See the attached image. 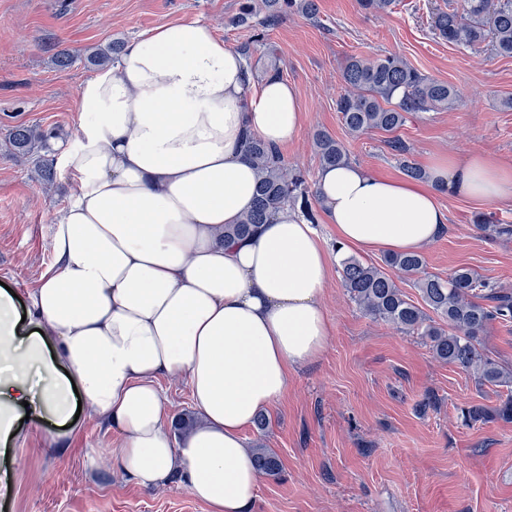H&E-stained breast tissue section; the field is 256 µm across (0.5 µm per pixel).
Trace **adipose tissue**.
I'll return each mask as SVG.
<instances>
[{
	"label": "adipose tissue",
	"mask_w": 512,
	"mask_h": 512,
	"mask_svg": "<svg viewBox=\"0 0 512 512\" xmlns=\"http://www.w3.org/2000/svg\"><path fill=\"white\" fill-rule=\"evenodd\" d=\"M78 108L84 120L60 153L74 188L52 226L54 263L24 303L0 289V447L21 439L26 405L70 439L78 399L119 437L113 472L183 489L210 512H250L259 473L245 432L331 331L334 259L297 211L280 208L241 243L223 239L255 198L244 140L282 150L301 121L296 90L274 77L254 85L207 24L177 19L83 82ZM439 188L508 203L512 164L475 152L432 159L420 180L355 164L316 176L338 249L362 253L442 236ZM166 377L187 382L197 419L186 432Z\"/></svg>",
	"instance_id": "1"
}]
</instances>
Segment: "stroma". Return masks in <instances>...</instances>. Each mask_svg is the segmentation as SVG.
<instances>
[{"label": "stroma", "instance_id": "obj_1", "mask_svg": "<svg viewBox=\"0 0 512 512\" xmlns=\"http://www.w3.org/2000/svg\"><path fill=\"white\" fill-rule=\"evenodd\" d=\"M318 14H290L264 31L253 53L257 70L279 68L292 83L302 125L283 155L308 182L320 167L314 149L326 132L347 147L353 164L402 177L385 133L354 135L336 100L349 56L392 52L455 87L453 110L420 114L399 131L410 158L425 166L433 154L488 151L512 161V57L489 45L442 40L431 15L444 0H397L391 13H365L358 0H316ZM240 0H0V283L25 295L53 263L51 227L70 198L73 180L60 145L82 116L79 86L93 77L90 50L130 44L175 19L199 20L231 48L253 31L230 26ZM65 52L72 64L56 67ZM27 124L52 130L40 157L54 178H34L36 158L10 153L7 135ZM450 215L444 235L425 246L429 273L445 278L461 267L512 291V236L491 238L475 215L512 225V204H489L440 191ZM332 324L327 349L293 375L287 394L268 411L264 429L246 443L278 456L277 477H260L251 512H512V422L465 424L461 411L498 404L496 387L472 372L436 361L428 346L373 320L353 303L332 267L323 298ZM69 446L56 427L30 416L23 438L0 455V512H209L186 491H144L112 472L114 433L96 417H79Z\"/></svg>", "mask_w": 512, "mask_h": 512}]
</instances>
